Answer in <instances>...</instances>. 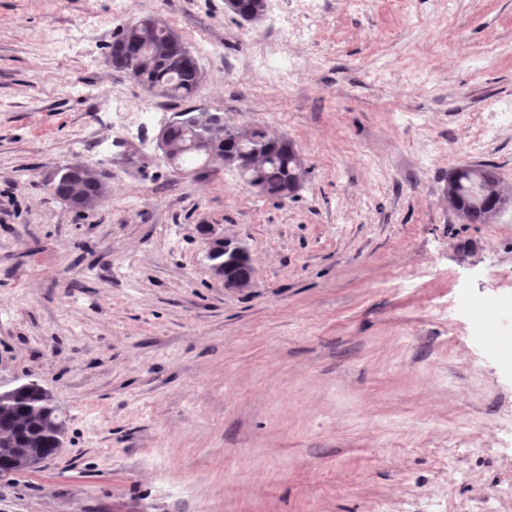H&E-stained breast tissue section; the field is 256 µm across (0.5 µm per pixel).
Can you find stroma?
Here are the masks:
<instances>
[{
	"label": "stroma",
	"instance_id": "obj_1",
	"mask_svg": "<svg viewBox=\"0 0 512 512\" xmlns=\"http://www.w3.org/2000/svg\"><path fill=\"white\" fill-rule=\"evenodd\" d=\"M148 16L217 49L191 102L107 66ZM502 101L512 0H0V386L67 422L0 512H512V325L474 315L512 297V206L466 224L447 194L468 164L512 185ZM190 104L292 141L293 198L175 173L155 136ZM66 162L110 174L96 207L53 195ZM218 251L224 252V254H219L215 258V262L220 263H212L211 270L213 274L224 279V285L227 287H248L252 281V274L241 273L235 270V257L245 254L247 250L244 247L233 244L230 241L217 239L211 242L208 249V257L210 261H213V257H215Z\"/></svg>",
	"mask_w": 512,
	"mask_h": 512
}]
</instances>
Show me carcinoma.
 I'll use <instances>...</instances> for the list:
<instances>
[{
  "label": "carcinoma",
  "instance_id": "cac0c4a2",
  "mask_svg": "<svg viewBox=\"0 0 512 512\" xmlns=\"http://www.w3.org/2000/svg\"><path fill=\"white\" fill-rule=\"evenodd\" d=\"M166 38L167 33L162 29L140 30L139 39L146 64L139 66L124 29L112 45L106 64L125 74L137 67L142 73L138 84L148 92L161 87L165 89V99L190 100L199 88L193 63L195 55L182 40L166 52L157 51ZM189 119L188 115L182 117V121L169 130L171 140L182 146L173 160L175 165L204 164L200 156L185 149L190 138ZM253 137L252 141L239 143L230 140L223 150L239 154L260 148L261 154L252 174L279 191V198H288L293 193L291 174L298 171L293 162V144L270 136L261 127L255 128ZM476 180V174L462 167L448 174V182L454 186L448 204L459 219L468 224L486 223L488 207L481 206L480 199L475 197ZM65 425L51 394L35 380L22 384L14 392L0 395V473L26 472L57 453L63 444Z\"/></svg>",
  "mask_w": 512,
  "mask_h": 512
}]
</instances>
